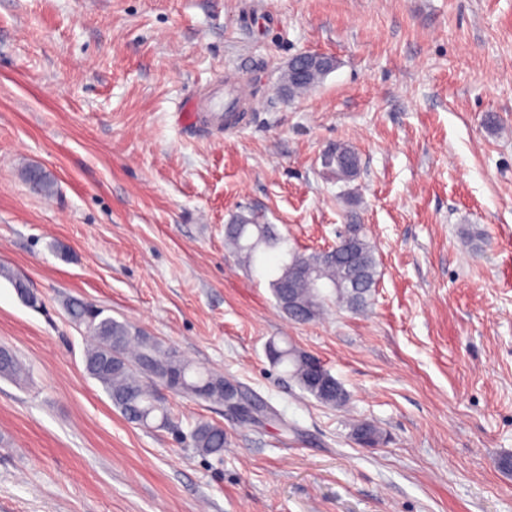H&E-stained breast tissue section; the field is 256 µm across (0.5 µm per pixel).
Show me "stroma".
<instances>
[{
	"label": "stroma",
	"mask_w": 512,
	"mask_h": 512,
	"mask_svg": "<svg viewBox=\"0 0 512 512\" xmlns=\"http://www.w3.org/2000/svg\"><path fill=\"white\" fill-rule=\"evenodd\" d=\"M305 52L338 66L292 99ZM219 78L251 89L231 135L184 117ZM339 143L348 184L322 164ZM241 213L306 252L365 225L369 307L290 319L274 254L250 269L224 246ZM1 268L0 348L28 376L0 377V512H512V0H0ZM69 297L271 419L162 386L172 428L128 421ZM271 340L319 358L348 410L305 395ZM201 420L222 455L190 446ZM357 421L385 443L357 445ZM324 166L334 175L336 181H350L359 173L358 157L347 146L336 145L323 156Z\"/></svg>",
	"instance_id": "35a3bbf8"
}]
</instances>
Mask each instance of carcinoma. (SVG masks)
<instances>
[{
    "label": "carcinoma",
    "mask_w": 512,
    "mask_h": 512,
    "mask_svg": "<svg viewBox=\"0 0 512 512\" xmlns=\"http://www.w3.org/2000/svg\"><path fill=\"white\" fill-rule=\"evenodd\" d=\"M337 66L335 58L328 64L308 74L302 80L283 74L282 83L288 94L297 95L317 86ZM324 166L338 181H350L359 173L358 157L347 146H336L323 156ZM24 179L37 194L52 196L56 182L49 176L35 175L27 169ZM359 251L355 265L344 261L334 264L325 260L324 251L302 253L294 248L286 251L287 258L280 259L269 285L277 304L288 296L284 274L287 263L297 260L309 272L294 288L298 301L313 311V317L323 314L330 302L350 310L365 309L371 302L377 285V261L374 247L367 240L364 225H357ZM224 240L248 267H253L260 253L281 248L284 239L269 224H260L255 216L239 215L225 225ZM71 321L85 327L93 337L84 356L85 370L97 380L108 395L112 405L128 420L141 426L156 422V427L170 425L167 409L155 395L158 383L174 393L195 401L224 402V375L196 367L173 351L161 349L157 343L143 335L127 322L102 316V310L80 299L66 304ZM266 356L275 366H283L301 390L324 406L342 408L348 402L345 391L327 393L314 382L310 367L293 354V346H280L274 341L266 345ZM357 442L373 448L383 442L381 430L370 423H360L354 428ZM194 448L205 454L224 451V426L199 421L189 432Z\"/></svg>",
    "instance_id": "obj_1"
}]
</instances>
